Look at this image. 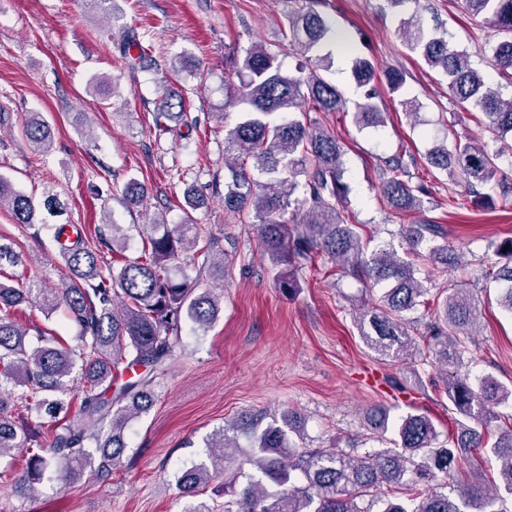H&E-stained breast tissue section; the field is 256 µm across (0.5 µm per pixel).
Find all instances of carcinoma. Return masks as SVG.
Segmentation results:
<instances>
[{"instance_id": "1", "label": "carcinoma", "mask_w": 512, "mask_h": 512, "mask_svg": "<svg viewBox=\"0 0 512 512\" xmlns=\"http://www.w3.org/2000/svg\"><path fill=\"white\" fill-rule=\"evenodd\" d=\"M386 2L399 17L406 49L448 77L455 104L483 112L493 138L512 135V97L503 98L447 31L429 29L407 13L412 0ZM464 3L497 36L491 46L494 67L512 83V0ZM325 4L309 0L306 10L288 15V41L281 51L302 58L297 74L283 73L277 54L261 44L230 58L238 84L225 81L226 105L241 107L242 118L224 137V165L231 178L224 185V206L238 223L257 226L264 253L279 268L276 281L283 290L298 287L296 269L318 255L371 287L384 285L378 304L359 316V337L381 360L400 363L416 344L407 315L429 304V289L416 277L419 263L460 265L461 251L446 241L435 243L443 235L440 225L411 224L403 232V253L381 249L368 255L360 225L346 222L340 209L346 192L340 141L293 117L312 110L340 112L346 104L340 89L322 75L336 61V30L319 11ZM348 66L356 85L365 89L355 104L356 123L383 125L374 63L355 56ZM23 133L37 151L51 150V126L40 115L30 116ZM502 157L499 150L490 153L460 139L426 154L433 167L462 177L465 193L448 194V204L458 208L469 197L481 196L477 187L494 189ZM384 164L386 204L401 212L423 208L425 192L411 185L404 156L395 155ZM300 187L301 198L295 196ZM121 193L132 204L147 197V189L135 181ZM0 207L36 235L49 231L67 268L59 288H47L38 280L21 287L0 280V457L27 450L26 471L16 481L25 493L34 491V484L49 472L64 486L89 469L107 480L128 448V424L155 402L156 379L167 370L182 322L187 318L206 328L217 313L221 296L213 289H199L167 271L169 263L196 246L202 228L171 227L158 220L150 225L143 253L116 265L105 253H113L121 241V227L109 224L108 232L88 238L70 224L47 223V217L64 209L54 190L46 189L37 202L0 176ZM289 209L296 216L294 233L281 220ZM495 256L492 275L504 285L502 304L512 313V238L497 244ZM21 263L22 252L0 242V275L5 267ZM434 302L433 323L422 340L441 366L443 393L455 413L456 434L448 436V444L439 442L440 432L429 414L412 410L390 426V408L378 405L367 412L368 425L383 442L393 431L395 447L364 456L335 448L300 450L290 439L299 433V417L284 410L266 424L261 418L233 424L232 429L245 435L246 448L226 429L214 430L206 443V460L178 474L182 493L200 495L222 475L224 512H507L499 507L503 497L498 489L512 497V426H497L498 436L488 448L489 459L499 465L502 486L450 482L459 462L481 447L483 431L501 420L498 407L512 402V388L490 374L471 377L477 300L451 284ZM23 304L47 313L64 309L79 327L77 343L71 346L45 330L37 332L36 341L27 340L30 329L14 320ZM138 367L145 371L126 378ZM33 411L47 418L38 432L27 426V414ZM245 464L253 472L244 471Z\"/></svg>"}]
</instances>
